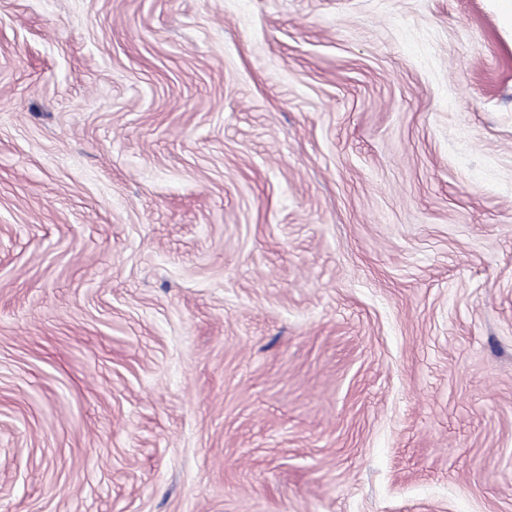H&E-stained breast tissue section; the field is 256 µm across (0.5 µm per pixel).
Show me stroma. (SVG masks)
Segmentation results:
<instances>
[{
    "label": "stroma",
    "instance_id": "obj_1",
    "mask_svg": "<svg viewBox=\"0 0 512 512\" xmlns=\"http://www.w3.org/2000/svg\"><path fill=\"white\" fill-rule=\"evenodd\" d=\"M0 512H512L491 0H0Z\"/></svg>",
    "mask_w": 512,
    "mask_h": 512
}]
</instances>
